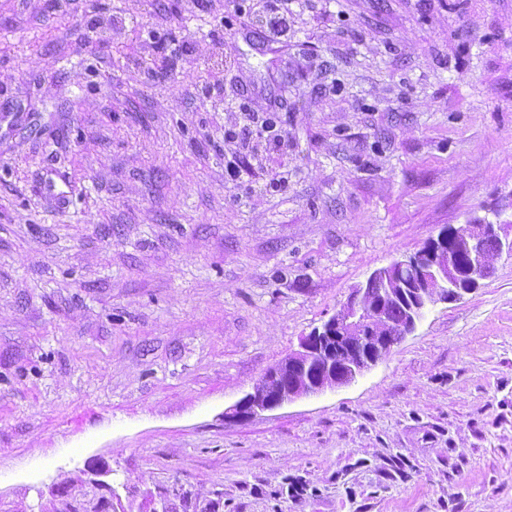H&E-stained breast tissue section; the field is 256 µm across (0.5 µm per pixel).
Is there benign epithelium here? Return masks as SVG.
Returning <instances> with one entry per match:
<instances>
[{
	"instance_id": "1",
	"label": "benign epithelium",
	"mask_w": 512,
	"mask_h": 512,
	"mask_svg": "<svg viewBox=\"0 0 512 512\" xmlns=\"http://www.w3.org/2000/svg\"><path fill=\"white\" fill-rule=\"evenodd\" d=\"M504 228L484 220L458 228L445 226L416 252L375 270L365 285L353 289L333 316L301 337L299 349L268 369L253 392L227 409L224 417L246 420L354 382L394 347L387 336L392 322L385 309L394 303L406 309L398 327L403 338L416 329L428 306L456 302L478 289L486 279L488 241L497 242L496 255L512 256V237L503 234ZM374 283L383 288L371 302ZM341 348L348 351L343 359L336 356Z\"/></svg>"
}]
</instances>
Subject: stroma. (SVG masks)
Listing matches in <instances>:
<instances>
[{"mask_svg":"<svg viewBox=\"0 0 512 512\" xmlns=\"http://www.w3.org/2000/svg\"><path fill=\"white\" fill-rule=\"evenodd\" d=\"M477 218L512 0H0V512H512L506 254L352 384L224 417Z\"/></svg>","mask_w":512,"mask_h":512,"instance_id":"stroma-1","label":"stroma"}]
</instances>
